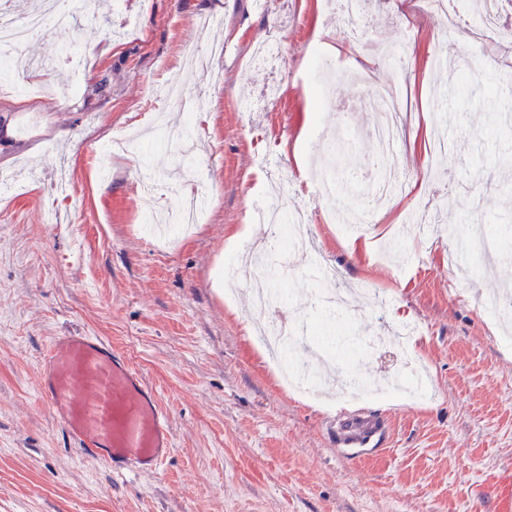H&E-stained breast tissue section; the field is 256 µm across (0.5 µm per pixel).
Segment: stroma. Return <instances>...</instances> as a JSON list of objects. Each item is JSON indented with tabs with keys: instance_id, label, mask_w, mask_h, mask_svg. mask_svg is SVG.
Segmentation results:
<instances>
[{
	"instance_id": "1",
	"label": "stroma",
	"mask_w": 512,
	"mask_h": 512,
	"mask_svg": "<svg viewBox=\"0 0 512 512\" xmlns=\"http://www.w3.org/2000/svg\"><path fill=\"white\" fill-rule=\"evenodd\" d=\"M71 2L72 26L25 47L54 98L0 87V173L26 182L0 196V512H495L512 471V326L478 298L512 281V119L497 107L512 69L502 44L473 42L475 0L409 21L406 0H378L356 44L325 0ZM209 16L223 52L185 65L188 47L207 45ZM270 40L281 55L252 64ZM75 45L90 51L84 64L61 55ZM446 55L453 69L437 65ZM351 63L378 87L406 78L403 189L390 198L368 190L377 118ZM175 77L186 98L208 100L195 123L164 95ZM323 80L353 112L336 192L319 198L308 171L336 143V112L313 93ZM128 130L135 149L103 158L99 144ZM171 171L208 192L188 231L142 221L144 199L179 204L154 184ZM258 200L308 211L313 244L283 243L275 276L243 270L232 283L238 252L266 245L250 220ZM342 205L348 221L330 223ZM485 242L488 261L473 262ZM314 254L335 279L312 275ZM259 284L325 331L294 345V363L373 373L371 394L289 387L249 330ZM328 290L357 301L319 310ZM75 330L108 340L156 389L173 439L157 472L113 474L41 404L38 363ZM340 406L380 420L375 448H337Z\"/></svg>"
}]
</instances>
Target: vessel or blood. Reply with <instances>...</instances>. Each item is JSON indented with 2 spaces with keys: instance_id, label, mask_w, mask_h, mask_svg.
Segmentation results:
<instances>
[{
  "instance_id": "b4317fda",
  "label": "vessel or blood",
  "mask_w": 512,
  "mask_h": 512,
  "mask_svg": "<svg viewBox=\"0 0 512 512\" xmlns=\"http://www.w3.org/2000/svg\"><path fill=\"white\" fill-rule=\"evenodd\" d=\"M38 396L84 455L113 472L156 470L172 448L169 416L133 365L98 336L57 337L38 365ZM370 415H336V445L361 450L378 441Z\"/></svg>"
}]
</instances>
